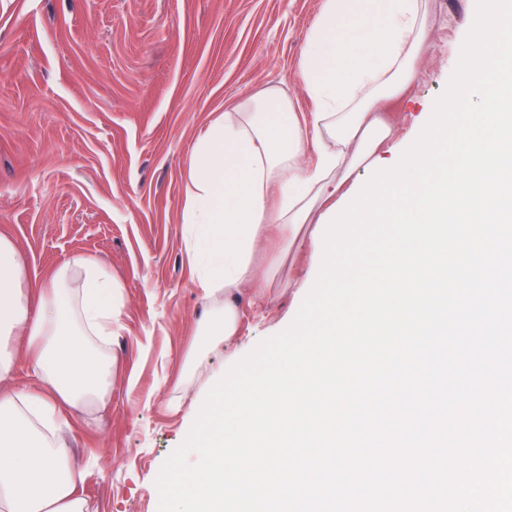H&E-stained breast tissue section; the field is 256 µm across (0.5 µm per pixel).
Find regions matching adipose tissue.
Here are the masks:
<instances>
[{
  "label": "adipose tissue",
  "mask_w": 512,
  "mask_h": 512,
  "mask_svg": "<svg viewBox=\"0 0 512 512\" xmlns=\"http://www.w3.org/2000/svg\"><path fill=\"white\" fill-rule=\"evenodd\" d=\"M428 15V0H323L298 64L310 109L273 87L244 96L199 137L184 224L196 284L212 308L197 351L237 336L239 299L264 292L272 272L254 256L269 225L296 241L381 157L394 130L385 110L417 72ZM23 276L13 238L0 232V338L33 350L36 381L0 391V512H91L79 493L89 472L59 441L58 409L98 404L110 390L104 345L119 315L116 284L89 259L28 291Z\"/></svg>",
  "instance_id": "adipose-tissue-1"
}]
</instances>
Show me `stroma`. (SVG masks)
I'll return each mask as SVG.
<instances>
[{
    "instance_id": "35a3bbf8",
    "label": "stroma",
    "mask_w": 512,
    "mask_h": 512,
    "mask_svg": "<svg viewBox=\"0 0 512 512\" xmlns=\"http://www.w3.org/2000/svg\"><path fill=\"white\" fill-rule=\"evenodd\" d=\"M322 0H0V229L23 288L90 258L118 283L107 347L112 389L78 409L64 443L93 472L94 512H157L155 480L210 388L287 328L311 240L288 255L239 336L203 359L211 307L195 286L183 211L191 154L243 95L281 88L305 104L297 63ZM476 0H430L422 68L395 113L403 138L444 91Z\"/></svg>"
}]
</instances>
